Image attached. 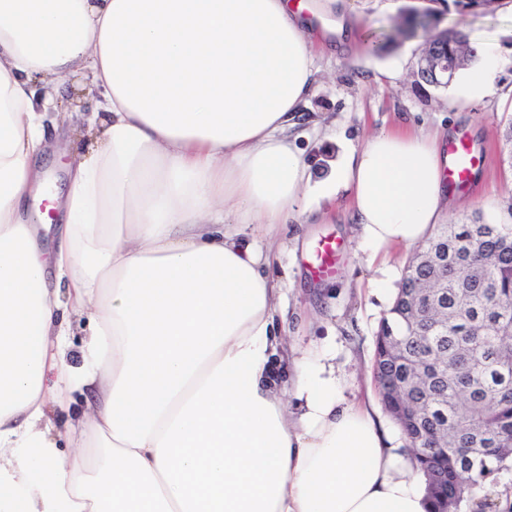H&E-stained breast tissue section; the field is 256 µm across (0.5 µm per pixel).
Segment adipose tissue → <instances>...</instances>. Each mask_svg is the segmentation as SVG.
<instances>
[{
	"label": "adipose tissue",
	"instance_id": "1",
	"mask_svg": "<svg viewBox=\"0 0 512 512\" xmlns=\"http://www.w3.org/2000/svg\"><path fill=\"white\" fill-rule=\"evenodd\" d=\"M337 35H360L343 0H0V512H434L335 347L284 346L242 237L340 186L384 259L450 208L442 140L406 128L312 184L294 129ZM75 76L93 112L61 107ZM69 129L89 144L58 185ZM74 387L64 461L48 408ZM95 323L93 320L83 317L81 321L73 327L70 336H67V346L71 363L78 366L81 361L83 351L91 342L94 336Z\"/></svg>",
	"mask_w": 512,
	"mask_h": 512
}]
</instances>
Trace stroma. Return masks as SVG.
<instances>
[{
	"label": "stroma",
	"instance_id": "stroma-1",
	"mask_svg": "<svg viewBox=\"0 0 512 512\" xmlns=\"http://www.w3.org/2000/svg\"><path fill=\"white\" fill-rule=\"evenodd\" d=\"M365 38L377 49L337 52L321 61L317 87L306 105V117L296 128L298 145L312 159L313 181L325 180L345 153L380 130L405 122L426 132L454 126L484 156L481 179L469 184L445 218L449 224H496L512 214V145L503 137V124L512 120V62H504L483 97L456 103L453 89L416 84L413 68L422 37L383 41L382 34L397 22L395 4L404 9L432 10L439 28L462 25L473 45L502 41L512 30V4L493 14L466 18L449 11L445 0H348ZM347 194L338 191L323 201L322 213L288 231L269 233L276 258L269 269L281 295L284 339L289 344L336 348V365L345 375L350 398L378 408L381 425L393 444L407 441L390 415L381 410L371 366L376 333L390 308L409 249L391 253L385 287L361 248L358 229L346 207ZM338 241L340 251L331 275L316 276L310 256L319 241Z\"/></svg>",
	"mask_w": 512,
	"mask_h": 512
}]
</instances>
